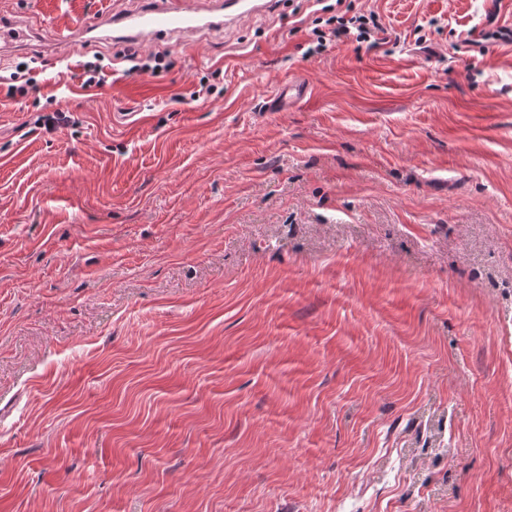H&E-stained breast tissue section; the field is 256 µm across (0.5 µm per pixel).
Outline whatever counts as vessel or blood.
<instances>
[{
	"label": "vessel or blood",
	"instance_id": "b4317fda",
	"mask_svg": "<svg viewBox=\"0 0 512 512\" xmlns=\"http://www.w3.org/2000/svg\"><path fill=\"white\" fill-rule=\"evenodd\" d=\"M272 0H215L211 13H202L198 0H161L159 6L128 13L116 22L119 37L146 41L161 34L181 35L214 25L217 16L238 20L252 14L267 11ZM97 21L83 25L70 22L59 24L52 34L54 43H70L77 34H90L97 30ZM32 38L29 28L18 22L0 17V49L27 44ZM309 92L307 85L285 81L276 99L270 104L271 111L279 112L288 105L304 99Z\"/></svg>",
	"mask_w": 512,
	"mask_h": 512
}]
</instances>
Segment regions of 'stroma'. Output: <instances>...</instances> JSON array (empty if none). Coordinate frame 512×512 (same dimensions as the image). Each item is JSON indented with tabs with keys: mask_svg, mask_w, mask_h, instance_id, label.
I'll use <instances>...</instances> for the list:
<instances>
[{
	"mask_svg": "<svg viewBox=\"0 0 512 512\" xmlns=\"http://www.w3.org/2000/svg\"><path fill=\"white\" fill-rule=\"evenodd\" d=\"M148 3L0 0V72L42 63L0 96V512H512V0H353L383 44L314 56L278 0L141 77L49 39ZM32 32L29 28L22 27L17 21L0 17V49L3 55V48L16 45H29ZM98 27V22L95 20H90L82 26H78L70 22L61 23L53 32L52 41L54 44H68L76 37L77 34H90L95 32ZM104 57L99 53L93 55V60L81 61L79 64V71L73 73V77L81 81V86L84 88L97 87L101 88L106 84H111L112 73L106 71V65L102 62ZM34 72L35 71H33V69H28L25 66L19 67L18 72L13 73V75L10 76V80H12V82L6 85L7 89L5 97L11 99L14 98L17 94L23 96L28 94L29 89L37 91V80L34 76H30ZM18 79H21L24 82L20 85L14 84L15 82H18ZM309 92L307 85L295 81L286 80L276 99L270 104V110L279 112L288 108V104H293L298 100L304 99Z\"/></svg>",
	"mask_w": 512,
	"mask_h": 512,
	"instance_id": "obj_1",
	"label": "stroma"
}]
</instances>
